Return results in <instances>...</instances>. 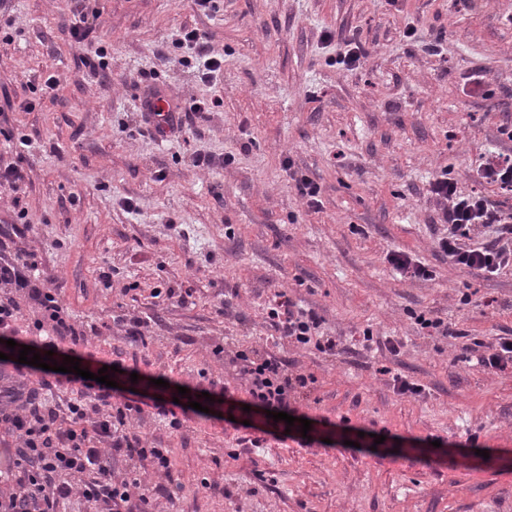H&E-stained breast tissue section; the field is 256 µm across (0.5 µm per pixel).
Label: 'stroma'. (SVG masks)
I'll list each match as a JSON object with an SVG mask.
<instances>
[{
  "mask_svg": "<svg viewBox=\"0 0 512 512\" xmlns=\"http://www.w3.org/2000/svg\"><path fill=\"white\" fill-rule=\"evenodd\" d=\"M88 6L107 52L103 78L87 74L70 38L71 0H8L0 11V128L31 142L19 153L0 138V166L27 173L21 191L0 189V220L30 224L25 246L63 283L78 322L147 318L146 344L90 337L92 369L122 362L120 389L168 399L182 386L185 405L204 401L209 380L234 388L237 407L206 401L178 431L152 414L133 421L147 447L169 450L180 485L160 512H512V373L464 358L474 340L512 338V267L488 276L441 253L430 191L445 175L512 212V191L476 175L489 153L512 155L501 131L512 125V0ZM193 28L224 59L216 84L200 82L173 45ZM346 41L366 51L358 68L338 61ZM152 91L174 112L200 97L219 105L182 137H153L139 111ZM200 154L213 165H196ZM292 170L318 185L317 205L297 195ZM393 251L430 279L397 274ZM159 288L192 296L179 304ZM281 289L326 335L368 329L377 345L354 357L274 345L265 304ZM422 313L455 336L428 335ZM218 346L272 351L313 374L300 410L317 443L253 446L257 429L277 425L247 409ZM396 373L424 395L396 393Z\"/></svg>",
  "mask_w": 512,
  "mask_h": 512,
  "instance_id": "stroma-1",
  "label": "stroma"
}]
</instances>
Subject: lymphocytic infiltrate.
<instances>
[{
	"mask_svg": "<svg viewBox=\"0 0 512 512\" xmlns=\"http://www.w3.org/2000/svg\"><path fill=\"white\" fill-rule=\"evenodd\" d=\"M72 2L71 38L85 50V68L92 75L103 74L106 50L89 18L87 0ZM175 44L184 51L181 64L196 68L201 82L217 81L224 61L212 54L205 35L187 29ZM158 100V94L146 96L141 110L157 130L174 133L208 120L216 106L215 101L196 99L178 115L162 110ZM431 191L442 204L438 219L447 228L438 240L444 255L458 266L490 275L512 265V213L484 195L459 194L444 176L432 183ZM482 226L494 227L495 238L476 248H462L461 239ZM30 230V225L14 224L0 235V338L14 339L20 333L23 315L16 298L21 295L39 314L30 329L31 345L44 351L62 348L77 356L88 342L87 330L70 314L62 287L55 285L36 254L20 249ZM267 316L278 339L330 357L338 354L336 338L320 332V317L298 306L286 292L269 298ZM234 361L251 406L299 416L298 394L313 383V376L289 372L286 359L255 348L237 351ZM143 414L141 401H116L112 388L94 380L43 370L33 382L22 364L0 359V428L16 441L9 451L10 467L0 471V483L11 486L8 495H0V512H66L73 504L79 505V512H156L158 499L170 497L169 488L144 489L133 473L112 469L113 459L122 457L151 462L170 474L167 450L145 447L130 428L131 420Z\"/></svg>",
	"mask_w": 512,
	"mask_h": 512,
	"instance_id": "f902f5d3",
	"label": "lymphocytic infiltrate"
}]
</instances>
